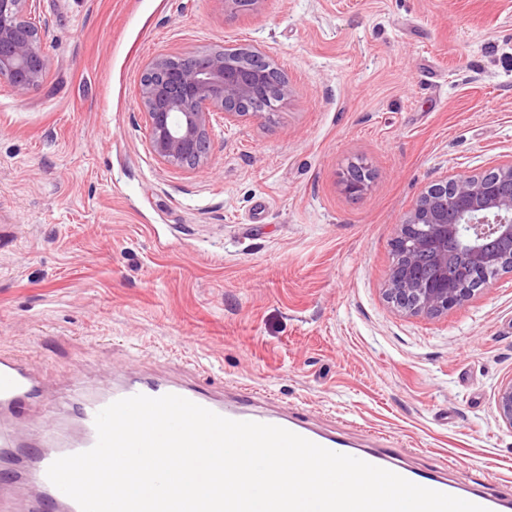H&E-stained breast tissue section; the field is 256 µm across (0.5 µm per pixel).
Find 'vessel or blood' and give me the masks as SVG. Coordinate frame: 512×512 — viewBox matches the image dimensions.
<instances>
[{
    "instance_id": "obj_1",
    "label": "vessel or blood",
    "mask_w": 512,
    "mask_h": 512,
    "mask_svg": "<svg viewBox=\"0 0 512 512\" xmlns=\"http://www.w3.org/2000/svg\"><path fill=\"white\" fill-rule=\"evenodd\" d=\"M136 394H175L228 419L283 427L329 450L393 471L422 487L468 500L487 512H507L512 506L494 494L449 483L441 472L421 474L406 468L399 463L397 454L357 448L341 438L317 432L301 413L281 416L263 412L248 392L227 401L176 381L124 378L103 392L76 394L72 403L76 431L61 426L26 431L16 427L15 422L24 417L29 405L40 400V381L31 360L0 349V512H80L78 504L48 480L46 471L57 458L92 448L97 441L96 414L112 402Z\"/></svg>"
}]
</instances>
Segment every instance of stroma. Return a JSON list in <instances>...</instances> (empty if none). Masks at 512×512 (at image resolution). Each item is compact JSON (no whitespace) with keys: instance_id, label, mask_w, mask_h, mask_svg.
Here are the masks:
<instances>
[{"instance_id":"1","label":"stroma","mask_w":512,"mask_h":512,"mask_svg":"<svg viewBox=\"0 0 512 512\" xmlns=\"http://www.w3.org/2000/svg\"><path fill=\"white\" fill-rule=\"evenodd\" d=\"M49 68L0 78V346L69 402L122 375L260 391L321 430L512 498V275L427 319L383 294L431 185L512 160V0H36ZM254 44L292 88L162 165L145 63ZM371 172L344 193L349 163ZM495 407L498 418L512 428V379L502 383L496 394Z\"/></svg>"}]
</instances>
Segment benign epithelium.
I'll list each match as a JSON object with an SVG mask.
<instances>
[{
    "label": "benign epithelium",
    "instance_id": "benign-epithelium-1",
    "mask_svg": "<svg viewBox=\"0 0 512 512\" xmlns=\"http://www.w3.org/2000/svg\"><path fill=\"white\" fill-rule=\"evenodd\" d=\"M29 0H0V77L24 96L43 80L48 58ZM290 95L283 72L253 44L186 57L159 54L146 65L140 105L150 150L161 164L200 170L211 153L216 112L235 123L272 112ZM512 272V162L481 175L436 183L397 225L393 263L384 289L408 316L438 318L474 299L462 288L479 269ZM498 418L512 428V379L496 394Z\"/></svg>",
    "mask_w": 512,
    "mask_h": 512
}]
</instances>
